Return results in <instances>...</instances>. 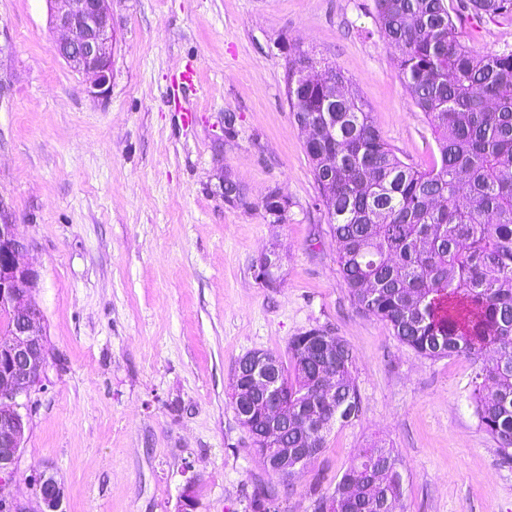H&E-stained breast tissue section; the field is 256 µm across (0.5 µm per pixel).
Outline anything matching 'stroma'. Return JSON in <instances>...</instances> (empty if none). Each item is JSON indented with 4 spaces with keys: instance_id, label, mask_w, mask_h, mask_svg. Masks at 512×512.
Returning a JSON list of instances; mask_svg holds the SVG:
<instances>
[{
    "instance_id": "stroma-1",
    "label": "stroma",
    "mask_w": 512,
    "mask_h": 512,
    "mask_svg": "<svg viewBox=\"0 0 512 512\" xmlns=\"http://www.w3.org/2000/svg\"><path fill=\"white\" fill-rule=\"evenodd\" d=\"M371 9L112 0V74L96 96L58 55L47 0H0V218L29 244L49 351L14 486L28 512L44 470L67 512H176L190 480L196 512H247L276 478L230 404L235 366L311 329L350 346L362 408L279 487L286 512H314L376 440L402 460L404 512H512V461L470 400L475 362L424 357L353 304L289 111L286 57L303 51L345 72L402 160L437 158ZM448 9L478 52L512 50V21ZM225 175L246 204L217 195ZM272 190L290 202L281 224L261 207ZM272 248L265 288L254 266Z\"/></svg>"
}]
</instances>
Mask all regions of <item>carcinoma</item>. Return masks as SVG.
I'll list each match as a JSON object with an SVG mask.
<instances>
[{
  "mask_svg": "<svg viewBox=\"0 0 512 512\" xmlns=\"http://www.w3.org/2000/svg\"><path fill=\"white\" fill-rule=\"evenodd\" d=\"M477 17L512 20V0H470ZM372 16L395 51L399 77L427 117L439 159L421 169L382 138L369 105L339 67L288 56L286 95L336 239L354 305L429 358L480 362L472 406L502 457L512 460V50L480 55L462 42L447 0H373ZM270 222L286 214L268 195ZM307 331L288 343L281 383L288 407L318 406L321 363ZM336 415L320 431L288 425V447L325 448L338 423L358 416L353 353L335 337ZM403 489L395 449H356L315 512H385ZM251 512H285L271 490Z\"/></svg>",
  "mask_w": 512,
  "mask_h": 512,
  "instance_id": "1",
  "label": "carcinoma"
}]
</instances>
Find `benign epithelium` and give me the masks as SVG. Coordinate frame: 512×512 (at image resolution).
<instances>
[{"label": "benign epithelium", "mask_w": 512, "mask_h": 512, "mask_svg": "<svg viewBox=\"0 0 512 512\" xmlns=\"http://www.w3.org/2000/svg\"><path fill=\"white\" fill-rule=\"evenodd\" d=\"M50 24L63 33L58 55L75 72L94 77L92 88L105 92L112 72V0H47ZM27 243L16 225L0 222V313L12 320V333L0 343V512H28L12 490L13 478L30 427L34 391L44 387L48 349L42 311L32 293L38 287L37 269L23 260ZM280 360L264 350L243 356L235 372L245 376L232 391L239 423L249 421L258 404L274 405V420L266 439L280 438L278 422L288 417L280 387ZM42 508L39 512H66L64 490L45 472L31 478Z\"/></svg>", "instance_id": "1"}]
</instances>
